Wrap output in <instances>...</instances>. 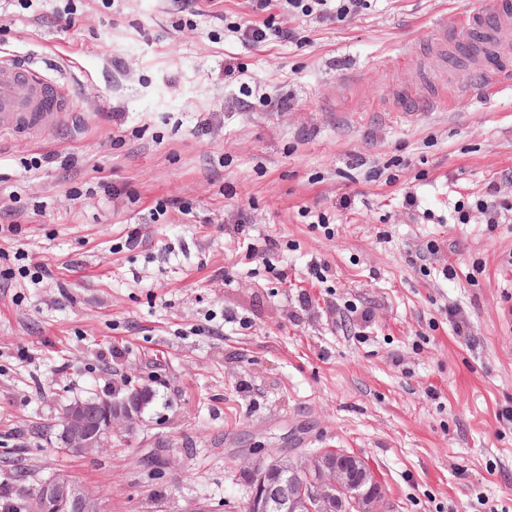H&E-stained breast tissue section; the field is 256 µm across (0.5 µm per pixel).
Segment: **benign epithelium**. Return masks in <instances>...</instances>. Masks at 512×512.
Listing matches in <instances>:
<instances>
[{
  "instance_id": "benign-epithelium-1",
  "label": "benign epithelium",
  "mask_w": 512,
  "mask_h": 512,
  "mask_svg": "<svg viewBox=\"0 0 512 512\" xmlns=\"http://www.w3.org/2000/svg\"><path fill=\"white\" fill-rule=\"evenodd\" d=\"M143 398L119 392L80 401L62 421L64 446L85 452L108 444L117 426L142 423ZM247 512H382L386 498L379 475L345 452L296 457L271 454L251 465ZM31 512H104L100 499L70 476L28 487Z\"/></svg>"
}]
</instances>
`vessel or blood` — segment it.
<instances>
[{
	"mask_svg": "<svg viewBox=\"0 0 512 512\" xmlns=\"http://www.w3.org/2000/svg\"><path fill=\"white\" fill-rule=\"evenodd\" d=\"M422 62L448 56L465 59L480 86L493 91L512 81V0H488L454 22L440 21L430 39L413 51ZM470 83L449 82L444 70L425 68L418 85L397 87V99L431 93L446 103L449 93L471 92ZM72 108L66 83L46 76L33 64L0 58V137L25 136L40 139L51 132Z\"/></svg>",
	"mask_w": 512,
	"mask_h": 512,
	"instance_id": "b4317fda",
	"label": "vessel or blood"
}]
</instances>
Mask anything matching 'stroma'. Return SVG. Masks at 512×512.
<instances>
[{"instance_id": "stroma-1", "label": "stroma", "mask_w": 512, "mask_h": 512, "mask_svg": "<svg viewBox=\"0 0 512 512\" xmlns=\"http://www.w3.org/2000/svg\"><path fill=\"white\" fill-rule=\"evenodd\" d=\"M481 2L293 15L247 49L224 24L250 0H0V49L73 97L42 139L0 138V487L67 474L107 512H245L256 458L341 448L386 512H512V212L475 208L492 182L512 203V84L391 95L433 23ZM162 198L193 212L151 221ZM266 237L283 250L248 264ZM126 376L153 394L142 424L61 450L64 407Z\"/></svg>"}]
</instances>
